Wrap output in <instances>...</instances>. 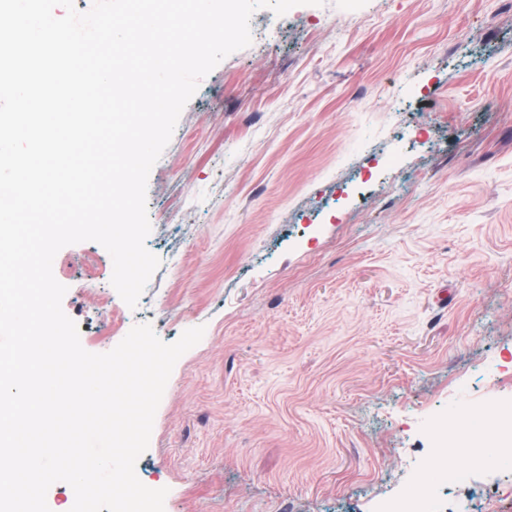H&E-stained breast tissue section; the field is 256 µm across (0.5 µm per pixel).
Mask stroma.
<instances>
[{"instance_id": "35a3bbf8", "label": "stroma", "mask_w": 512, "mask_h": 512, "mask_svg": "<svg viewBox=\"0 0 512 512\" xmlns=\"http://www.w3.org/2000/svg\"><path fill=\"white\" fill-rule=\"evenodd\" d=\"M250 29L150 172L137 306L101 244L53 261L88 352L205 328L137 477L164 512H512V464L439 473L467 464L442 438L463 413L496 431L512 409V0H325Z\"/></svg>"}]
</instances>
